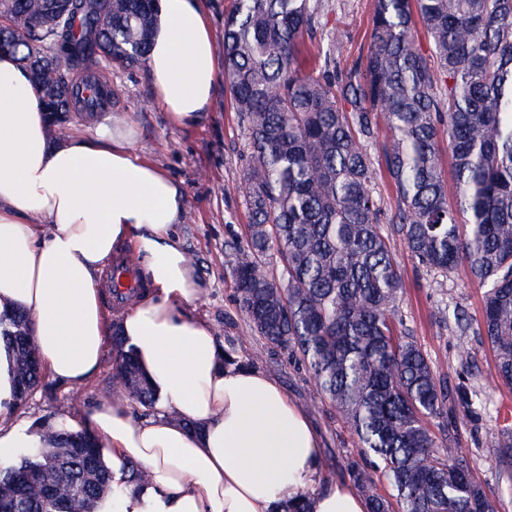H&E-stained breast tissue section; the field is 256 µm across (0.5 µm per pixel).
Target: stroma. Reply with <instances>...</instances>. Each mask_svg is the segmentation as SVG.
I'll list each match as a JSON object with an SVG mask.
<instances>
[{"label": "stroma", "instance_id": "obj_1", "mask_svg": "<svg viewBox=\"0 0 512 512\" xmlns=\"http://www.w3.org/2000/svg\"><path fill=\"white\" fill-rule=\"evenodd\" d=\"M322 15L324 27L307 41L317 53L327 40L338 50L336 64L349 67L366 50L373 16V0H311ZM112 80L123 94L118 103L133 131L134 149L162 167L181 188L185 212L177 235L190 255L205 293L193 315L212 323L225 351L237 360L253 361L255 368L273 375L291 402L310 419L317 434L326 469L339 475L358 456V439L327 401L314 393L312 378L301 365L282 354L267 353L234 299V284L224 263L227 243L245 238L248 209L243 193V173L248 162V134L230 105L225 83H218L214 104L206 119L194 127H179L157 101L147 67L114 69ZM392 246L404 279L398 316L449 385L481 390L488 411L476 414L459 401H449L446 413L429 423L436 437L454 430L472 468V476L496 500L498 512H512V471L496 462L502 442L497 409L512 405V388L496 377L493 353L477 336L464 335L448 320L449 308L464 311L471 324L482 320L483 290L473 283L466 267L451 274L427 271L408 252L401 236ZM469 359H462V352ZM113 342H106L96 378L82 387L42 376L26 402L12 411L19 423L33 425L58 418L88 419L91 411L112 392Z\"/></svg>", "mask_w": 512, "mask_h": 512}]
</instances>
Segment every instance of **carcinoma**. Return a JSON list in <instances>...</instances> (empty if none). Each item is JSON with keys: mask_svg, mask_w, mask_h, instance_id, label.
Returning a JSON list of instances; mask_svg holds the SVG:
<instances>
[{"mask_svg": "<svg viewBox=\"0 0 512 512\" xmlns=\"http://www.w3.org/2000/svg\"><path fill=\"white\" fill-rule=\"evenodd\" d=\"M0 15L18 24L0 46L30 71L53 135L66 112L115 109L112 68L148 60L156 0H0ZM319 26L311 0H235L224 15V81L250 140L246 242L224 256L235 300L268 350L304 365L358 437L345 474L370 512H496L456 438L438 442L426 427L448 387L397 332L404 281L391 236L427 269L467 267L484 288L475 334L512 385V0H374L367 51L344 70L333 41L305 53ZM90 67L89 83L71 78ZM378 141L398 197L391 230L373 192L367 145ZM31 325L25 311L0 314L9 410L41 374ZM115 346L112 388L155 409L132 351L118 336ZM499 420V464L509 469L512 423ZM149 486L133 462L115 478L88 434L49 426L39 447L0 464V512H110L113 496L139 500Z\"/></svg>", "mask_w": 512, "mask_h": 512, "instance_id": "1", "label": "carcinoma"}]
</instances>
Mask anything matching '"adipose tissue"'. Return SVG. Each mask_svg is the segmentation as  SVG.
Wrapping results in <instances>:
<instances>
[{"label": "adipose tissue", "mask_w": 512, "mask_h": 512, "mask_svg": "<svg viewBox=\"0 0 512 512\" xmlns=\"http://www.w3.org/2000/svg\"><path fill=\"white\" fill-rule=\"evenodd\" d=\"M214 53L201 0H159L147 64L175 124L208 113ZM131 136L115 124L51 138L28 72L0 54V312L31 315L43 370L73 386L94 378L117 325L164 408L137 421L113 393L87 421H62L89 431L113 469L132 461L148 475L145 504L125 493L112 512H284L301 495L310 512H368L322 468L314 429L278 381L226 363L213 326L190 314L203 290L175 235L184 196ZM129 251L145 289L113 322L103 276Z\"/></svg>", "instance_id": "1"}]
</instances>
